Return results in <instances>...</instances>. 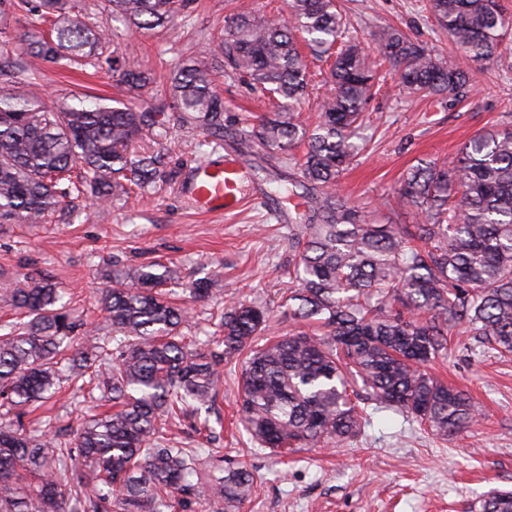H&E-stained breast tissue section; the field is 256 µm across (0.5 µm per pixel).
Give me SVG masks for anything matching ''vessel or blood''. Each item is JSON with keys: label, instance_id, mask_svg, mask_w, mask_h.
Listing matches in <instances>:
<instances>
[{"label": "vessel or blood", "instance_id": "obj_1", "mask_svg": "<svg viewBox=\"0 0 512 512\" xmlns=\"http://www.w3.org/2000/svg\"><path fill=\"white\" fill-rule=\"evenodd\" d=\"M246 167L233 155L224 154L191 167L183 185L195 208L204 213L223 214L243 211L258 204L256 195L243 193L241 184Z\"/></svg>", "mask_w": 512, "mask_h": 512}]
</instances>
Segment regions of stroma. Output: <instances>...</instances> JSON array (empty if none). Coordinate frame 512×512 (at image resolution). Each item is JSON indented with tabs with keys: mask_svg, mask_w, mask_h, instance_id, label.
<instances>
[{
	"mask_svg": "<svg viewBox=\"0 0 512 512\" xmlns=\"http://www.w3.org/2000/svg\"><path fill=\"white\" fill-rule=\"evenodd\" d=\"M502 3L509 26L501 53L493 62L471 64L473 94L448 103L391 83L370 101L368 151L342 178L349 200L391 223H417L415 207L397 198L406 171L454 156L480 130L512 127V0ZM341 5L369 55L377 53L374 32L388 25L443 60L459 55L426 0H341ZM284 8V0H188L183 15L168 26L121 39L130 45V64L151 70L160 90L182 56L204 54L223 66L217 41L233 14L278 17ZM113 83L104 68L66 73L47 67L41 77L50 101L72 90L109 96ZM218 89L227 114L272 108L239 79L221 77ZM160 151L174 177L149 188L139 202L91 204L64 224L0 226V277L11 282L27 272L48 276L72 294L74 313L89 330L108 336L112 330L97 298L113 269L160 260L177 265L182 277L196 279L217 268L222 277L211 299L177 295L190 312L188 334L213 330L225 303L232 301L268 309L278 333L302 331L285 306L296 252L289 245L287 220L271 214L282 207L287 182L249 177L248 186L265 194V207L204 215L180 191L186 171L210 151L204 136L169 140ZM242 363L235 357L222 366L220 396L210 417L216 447L256 477L255 493L239 512H470L488 492L512 490V358L493 355L464 330L449 336L447 357L436 360L431 371L471 396L482 414L478 425L437 437L410 416L370 407L369 423L357 436L336 447L302 449L286 465L235 424ZM85 410L79 396L66 390L24 420L49 435H65L79 427Z\"/></svg>",
	"mask_w": 512,
	"mask_h": 512,
	"instance_id": "stroma-1",
	"label": "stroma"
}]
</instances>
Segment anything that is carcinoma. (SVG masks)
Here are the masks:
<instances>
[{"label":"carcinoma","instance_id":"obj_1","mask_svg":"<svg viewBox=\"0 0 512 512\" xmlns=\"http://www.w3.org/2000/svg\"><path fill=\"white\" fill-rule=\"evenodd\" d=\"M112 19L137 30L173 22L185 0H107ZM438 27L463 51L447 63L393 27L374 34L399 86L440 99L471 88L470 62L493 58L506 18L500 0H429ZM74 0H36L49 34L0 61V224L66 221L80 202L129 201L172 176L161 156L137 153L143 140L205 135L253 157L288 163V239L297 252L288 315L320 333L272 331L267 310L229 304L202 341L186 336L184 307L165 289L177 271L153 262L115 273L102 289L113 335L74 346L84 323L71 299L46 278L24 275L8 288L15 321L0 334V512H192L203 501L232 512L254 490V474L213 455L207 422L196 448L170 445L168 429L209 412L224 359L245 356L239 417L253 442L286 456L299 447H336L357 435L373 400L416 418L438 436L475 426L470 397L425 371L459 325L482 346L512 353V128L478 133L450 159L427 162L403 179L399 198L416 224H380L347 200L338 183L356 158L352 140L374 94L375 73L343 21L338 0H287L279 19L238 13L226 21L220 51L227 72L284 101L270 115H244L230 128L210 57L186 58L169 90L145 108L122 98L73 94L50 105L39 91L41 65L101 67L105 34L74 14ZM317 54L338 47L332 93L316 125L294 112L308 88L300 42ZM120 91L148 90V71L122 66ZM218 274L189 294L216 292ZM90 399L74 437L51 438L22 423L26 409L55 396L61 374ZM471 512H512V491H493Z\"/></svg>","mask_w":512,"mask_h":512}]
</instances>
